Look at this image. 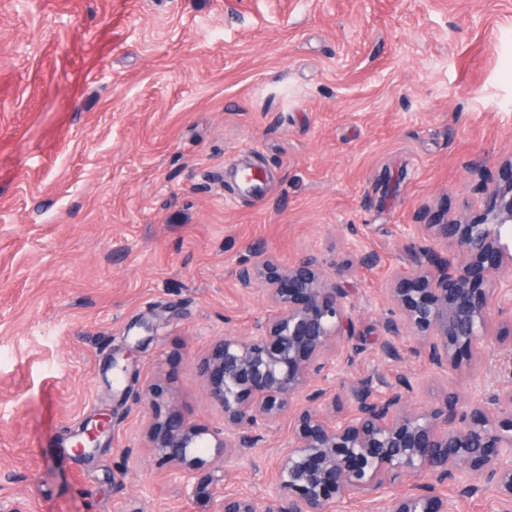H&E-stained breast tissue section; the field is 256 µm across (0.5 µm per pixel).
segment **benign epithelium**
<instances>
[{
	"label": "benign epithelium",
	"instance_id": "1",
	"mask_svg": "<svg viewBox=\"0 0 512 512\" xmlns=\"http://www.w3.org/2000/svg\"><path fill=\"white\" fill-rule=\"evenodd\" d=\"M421 228L448 252L426 244L416 271L392 275L389 293L399 317L385 330L413 331L429 364L446 373L460 356L493 343L491 307L512 315V163L479 219ZM340 276L339 270L325 275L311 256L284 268L262 255L239 271L240 287L262 284L278 312L250 336L219 339L199 363L210 398L224 411V436L215 447L226 458L254 448L256 429L287 413L296 428L278 464L271 504L262 509L254 498L226 496L218 512H332L350 493L381 494L401 476L424 474L433 483L389 499L384 512H455L456 499L479 492L492 493L500 512H512V389L421 409L406 378L383 396L363 383L344 412L338 396L315 384L336 369L340 341L355 336L354 303ZM205 433L171 415L154 438L160 463L188 462L187 495L212 481L203 459H187ZM438 485L448 495L437 494Z\"/></svg>",
	"mask_w": 512,
	"mask_h": 512
}]
</instances>
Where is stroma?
<instances>
[{"label": "stroma", "mask_w": 512, "mask_h": 512, "mask_svg": "<svg viewBox=\"0 0 512 512\" xmlns=\"http://www.w3.org/2000/svg\"><path fill=\"white\" fill-rule=\"evenodd\" d=\"M511 161L512 0H0V512L266 503L290 419L197 449L217 476L198 497L150 441L172 413L222 428L197 363L273 313L235 279L260 249L342 271L343 407L363 379L408 378L421 408L512 386L510 337L442 376L384 329L419 225L477 218Z\"/></svg>", "instance_id": "35a3bbf8"}]
</instances>
